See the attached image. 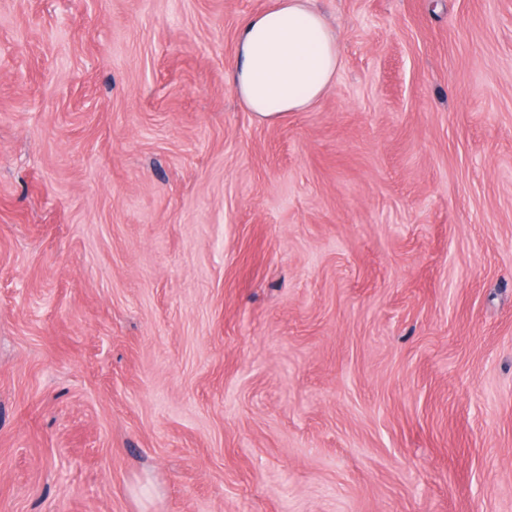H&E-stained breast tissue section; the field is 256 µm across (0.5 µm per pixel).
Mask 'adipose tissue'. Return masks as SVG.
<instances>
[{
	"mask_svg": "<svg viewBox=\"0 0 512 512\" xmlns=\"http://www.w3.org/2000/svg\"><path fill=\"white\" fill-rule=\"evenodd\" d=\"M338 68L336 38L310 0H277L242 24L233 83L258 121L275 122L315 104Z\"/></svg>",
	"mask_w": 512,
	"mask_h": 512,
	"instance_id": "1",
	"label": "adipose tissue"
}]
</instances>
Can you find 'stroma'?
I'll use <instances>...</instances> for the list:
<instances>
[{
    "label": "stroma",
    "instance_id": "1",
    "mask_svg": "<svg viewBox=\"0 0 512 512\" xmlns=\"http://www.w3.org/2000/svg\"><path fill=\"white\" fill-rule=\"evenodd\" d=\"M0 0V512H512V0ZM310 1L277 0L239 30L233 83L260 122L312 106L336 77V37Z\"/></svg>",
    "mask_w": 512,
    "mask_h": 512
}]
</instances>
